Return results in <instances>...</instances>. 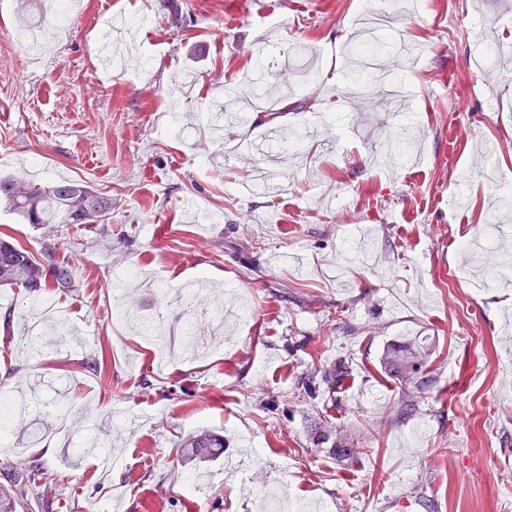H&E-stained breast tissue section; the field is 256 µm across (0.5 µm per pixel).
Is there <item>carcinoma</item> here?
Returning <instances> with one entry per match:
<instances>
[{
  "label": "carcinoma",
  "instance_id": "obj_1",
  "mask_svg": "<svg viewBox=\"0 0 512 512\" xmlns=\"http://www.w3.org/2000/svg\"><path fill=\"white\" fill-rule=\"evenodd\" d=\"M0 201L28 224H66L76 230L85 224L105 221L112 211L111 199L95 194L86 182L79 180H53L41 184L9 175L0 176ZM54 252L55 246L46 244L38 258L20 242L0 238V287L24 288L32 294L52 287H71L72 269L56 261ZM430 355L429 337L402 338L387 344L381 366L399 382L412 383L416 389L425 390L431 383L427 368ZM352 373L353 361L347 357L338 358L319 371L301 376L297 389L303 396L313 398L323 385L331 394ZM309 436L317 446L329 445L332 454L343 461H356L366 452L363 442L325 419L310 429ZM182 447L205 457L211 449L224 447V439L202 429L189 434ZM39 488L52 491L57 485L43 476L39 465L24 467L21 481L15 488L0 487V512H18L20 501Z\"/></svg>",
  "mask_w": 512,
  "mask_h": 512
}]
</instances>
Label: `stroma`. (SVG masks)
<instances>
[{
    "label": "stroma",
    "instance_id": "obj_1",
    "mask_svg": "<svg viewBox=\"0 0 512 512\" xmlns=\"http://www.w3.org/2000/svg\"><path fill=\"white\" fill-rule=\"evenodd\" d=\"M181 2L175 18L165 0H69L62 28L51 0H0V173L112 200L105 222L57 234L74 288H0V393L44 402L0 424V485L32 458L60 488L23 512H263L276 487L302 512H512V288L485 286L476 250L512 258V233L489 228L512 184V85L495 79L512 58L487 55L512 43V0H389L415 54L387 48L377 74L404 99L346 79L357 0ZM29 29L46 39L24 52ZM266 43L306 50L269 75L272 96L290 87L276 106L240 80ZM230 93L250 118L218 140L201 118ZM323 112L333 132L271 141ZM271 168L282 190H254ZM200 278L203 305L231 289L251 317L191 359L144 327L176 320L165 290ZM406 336L434 352L402 417L380 360ZM345 355L334 396L300 394ZM326 414L365 441L359 462L309 442ZM201 427L223 455L182 452Z\"/></svg>",
    "mask_w": 512,
    "mask_h": 512
}]
</instances>
